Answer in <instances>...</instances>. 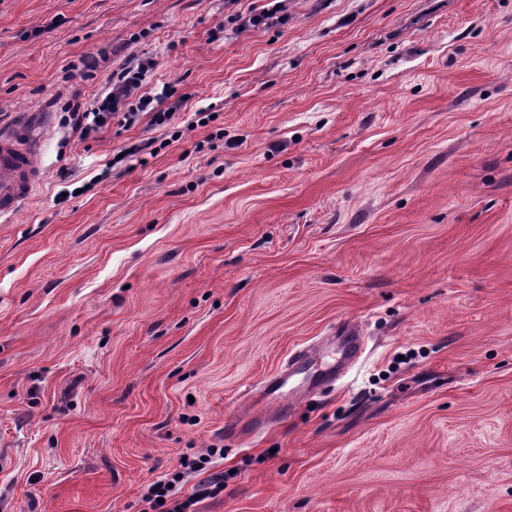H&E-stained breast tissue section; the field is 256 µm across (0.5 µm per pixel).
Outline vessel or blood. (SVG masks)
<instances>
[{"label":"vessel or blood","instance_id":"obj_1","mask_svg":"<svg viewBox=\"0 0 512 512\" xmlns=\"http://www.w3.org/2000/svg\"><path fill=\"white\" fill-rule=\"evenodd\" d=\"M41 140L26 126L0 129V220L19 213L41 184Z\"/></svg>","mask_w":512,"mask_h":512}]
</instances>
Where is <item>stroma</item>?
Masks as SVG:
<instances>
[{
	"instance_id": "35a3bbf8",
	"label": "stroma",
	"mask_w": 512,
	"mask_h": 512,
	"mask_svg": "<svg viewBox=\"0 0 512 512\" xmlns=\"http://www.w3.org/2000/svg\"><path fill=\"white\" fill-rule=\"evenodd\" d=\"M133 56L175 121L80 139ZM23 120L0 512H512V0H0ZM181 480V473H176L171 480L166 482H155L149 485L147 493L144 499L150 504L152 512H186L187 509L192 505L189 500L174 503L168 506L170 496L175 489L176 482ZM159 499H163V502H159ZM169 499V500H168Z\"/></svg>"
}]
</instances>
